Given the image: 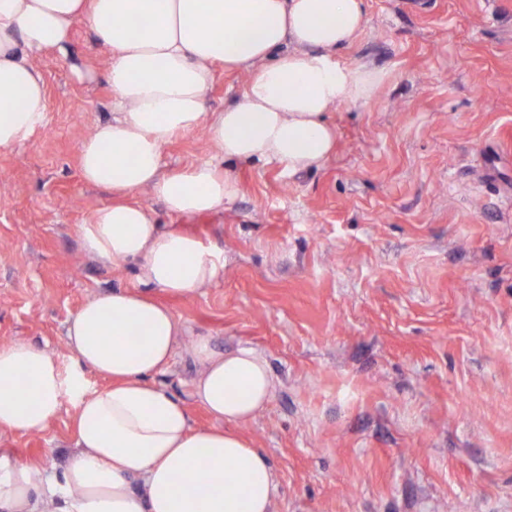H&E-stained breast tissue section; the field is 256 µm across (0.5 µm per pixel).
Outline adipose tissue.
Segmentation results:
<instances>
[{
	"label": "adipose tissue",
	"instance_id": "adipose-tissue-1",
	"mask_svg": "<svg viewBox=\"0 0 512 512\" xmlns=\"http://www.w3.org/2000/svg\"><path fill=\"white\" fill-rule=\"evenodd\" d=\"M80 16L107 55L119 114L78 147L83 181L112 193L79 235L102 263H135L137 285L99 292L70 318L69 369L34 344H0V432L42 431L68 404L76 446L58 473L0 450V512L46 503L52 512H271L269 457L236 430L272 396L266 359L194 338L192 396L217 419L213 428L193 427L186 404L154 381L180 334L155 291L192 296L223 276L224 263L131 195L149 190L177 215L223 212L241 191L231 173L209 161L163 170L172 139L199 129L225 160L288 174L322 166L336 142L327 112L370 99L385 78L336 55L362 31L365 0H0V148L44 126L49 102L33 59L48 50L69 58ZM130 16L147 28L118 31L116 20ZM217 62L250 78L237 102L209 112ZM92 374L109 386L92 389Z\"/></svg>",
	"mask_w": 512,
	"mask_h": 512
}]
</instances>
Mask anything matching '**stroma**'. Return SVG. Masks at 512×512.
<instances>
[{"mask_svg": "<svg viewBox=\"0 0 512 512\" xmlns=\"http://www.w3.org/2000/svg\"><path fill=\"white\" fill-rule=\"evenodd\" d=\"M71 41L72 60L35 59L45 126L0 149V342L64 367L73 312L136 285L132 265L101 264L78 233L112 199L82 181L78 145L114 110L84 20ZM338 57L385 79L330 109L336 148L320 169L224 162L241 192L218 214L178 217L135 193L158 223L224 256L223 278L196 295L158 294L183 334L155 381L208 426L191 397L193 336L266 357L272 398L239 431L270 457L272 512H512V0H366ZM247 80L216 66L206 110ZM214 155L198 130L164 163ZM72 415L0 432V448L61 471Z\"/></svg>", "mask_w": 512, "mask_h": 512, "instance_id": "stroma-1", "label": "stroma"}]
</instances>
